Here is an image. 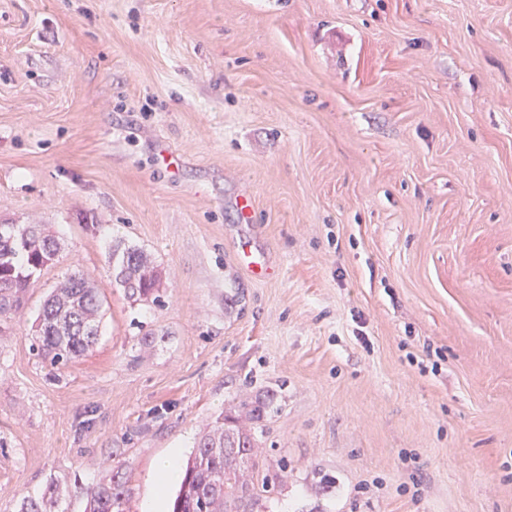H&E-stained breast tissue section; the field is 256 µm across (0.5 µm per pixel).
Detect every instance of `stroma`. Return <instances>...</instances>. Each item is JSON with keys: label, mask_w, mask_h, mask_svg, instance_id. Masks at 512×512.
Masks as SVG:
<instances>
[{"label": "stroma", "mask_w": 512, "mask_h": 512, "mask_svg": "<svg viewBox=\"0 0 512 512\" xmlns=\"http://www.w3.org/2000/svg\"><path fill=\"white\" fill-rule=\"evenodd\" d=\"M0 224L60 246L0 323V512L112 465L143 512L266 391L255 512H512V0H0ZM77 269L100 335L53 367ZM116 279L125 289L129 299L144 305L158 304L161 273L151 265L143 250L125 249L117 259ZM101 289L74 272L43 301L33 350L52 366L65 365L88 353L99 336ZM178 452L179 448L161 457L153 468L151 476V494L146 503V512H163L167 489L174 483L178 476Z\"/></svg>", "instance_id": "35a3bbf8"}]
</instances>
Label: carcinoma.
<instances>
[{
  "instance_id": "obj_1",
  "label": "carcinoma",
  "mask_w": 512,
  "mask_h": 512,
  "mask_svg": "<svg viewBox=\"0 0 512 512\" xmlns=\"http://www.w3.org/2000/svg\"><path fill=\"white\" fill-rule=\"evenodd\" d=\"M57 255L56 240L42 225L15 227L0 224V321L11 318L28 288ZM116 279L129 299L144 305L160 302L161 273L151 265L143 250L125 249L117 259ZM101 289L80 272H74L43 301L35 330L33 349L53 366L65 365L88 353L99 336ZM274 411L273 396L255 398L250 409L260 422ZM255 434L226 415L220 425L203 435L181 466L182 480L170 501V512H244L254 509L260 493L244 480L245 467L255 468ZM85 499L84 512H122L124 481L121 470L111 472L105 482L76 485ZM53 488L29 497L20 512H57Z\"/></svg>"
}]
</instances>
